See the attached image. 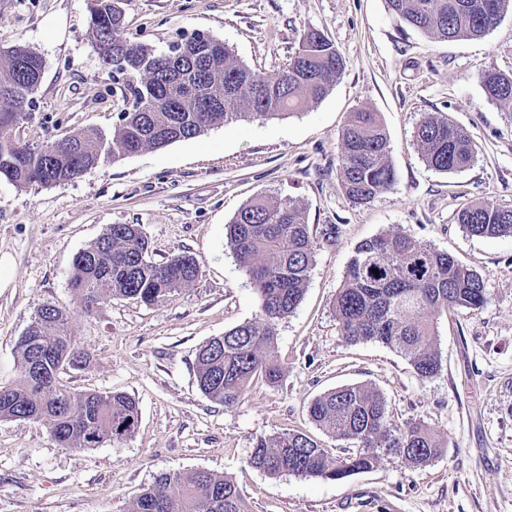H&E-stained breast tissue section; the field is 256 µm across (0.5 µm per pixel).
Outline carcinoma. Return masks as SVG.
I'll return each mask as SVG.
<instances>
[{
    "label": "carcinoma",
    "mask_w": 512,
    "mask_h": 512,
    "mask_svg": "<svg viewBox=\"0 0 512 512\" xmlns=\"http://www.w3.org/2000/svg\"><path fill=\"white\" fill-rule=\"evenodd\" d=\"M408 27L445 41L486 34L512 0H388ZM89 27L104 68L125 76L131 106L111 134L74 133L30 148L9 130L16 112L33 104L44 71L42 56L16 44L0 50V179L18 187L43 186L81 177L92 163H104L196 138L210 128L241 119L266 120L322 100L345 62L324 33L305 32L288 64L273 73L251 70L218 39L214 46L192 37L178 52L159 50L121 36L120 0H94ZM488 98L512 105V75H479ZM415 138L425 163L442 172L461 171L474 162L477 145L445 117L425 115ZM395 180L387 135L378 113L351 114L342 135L338 181L343 194L367 203ZM457 222L471 236H512V208L471 201ZM227 244L249 273L259 295L260 314L211 338L196 353L199 389L226 409L238 406L250 382L262 377L278 385L284 371L276 356L278 323L300 304L316 246L304 207L257 196L227 225ZM136 224H112L73 258L70 288L84 310L95 311L106 297L132 298L149 305L171 300L195 281L200 267L181 253L156 264ZM378 273H373V270ZM488 301L484 277L450 254L408 235L374 237L354 250L333 311L347 343L378 341L407 358L417 376L442 370L437 323L450 309H479ZM36 343H16L20 379L0 387V418L24 419L48 427L68 449H87L131 437L138 425L135 398L123 392H76L58 380L67 369L90 362L53 305H43L32 321ZM312 421L337 438H355L360 450L336 458L304 433L284 432L257 441L250 465L272 476L290 474L341 480L367 470L380 453L398 454L413 467L441 452L427 425L399 428L383 397L362 385L329 391L309 406ZM131 512H248L235 483L204 470L162 473L132 503Z\"/></svg>",
    "instance_id": "obj_1"
}]
</instances>
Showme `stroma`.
Wrapping results in <instances>:
<instances>
[{"label": "stroma", "instance_id": "stroma-1", "mask_svg": "<svg viewBox=\"0 0 512 512\" xmlns=\"http://www.w3.org/2000/svg\"><path fill=\"white\" fill-rule=\"evenodd\" d=\"M88 0H0V49L36 50L45 71L34 105L13 128L38 146L72 133H112L126 106L94 48ZM124 37L159 49L201 32L256 71L282 69L303 34L322 31L346 64L318 104L276 118L230 122L162 149L99 164L80 178L20 188L0 179V385L19 378L15 346L37 309L62 310L91 357L62 373L76 391H121L139 402L134 435L98 447H61L42 424L0 420V512H128L163 472L231 478L249 512H512V236L473 237L459 209L481 200L512 207V108L487 98L478 75H512V12L484 37L440 41L407 28L387 0H121ZM381 116L396 179L371 202L338 187L339 149L351 112ZM433 114L469 132L475 162L429 167L414 132ZM302 204L317 245L297 309L277 327L278 386L252 382L230 410L198 388L195 358L215 336L259 315L248 273L225 226L255 196ZM112 224L139 225L149 258L186 252L198 278L172 300L107 299L86 314L69 286L72 260ZM403 233L482 274L488 302L439 320L443 367L423 380L396 350L345 342L333 312L361 242ZM363 385L386 401L396 426L422 422L440 455L413 468L381 455L341 480L253 468L259 438L306 433L332 456L360 446L320 429L318 396Z\"/></svg>", "mask_w": 512, "mask_h": 512}]
</instances>
